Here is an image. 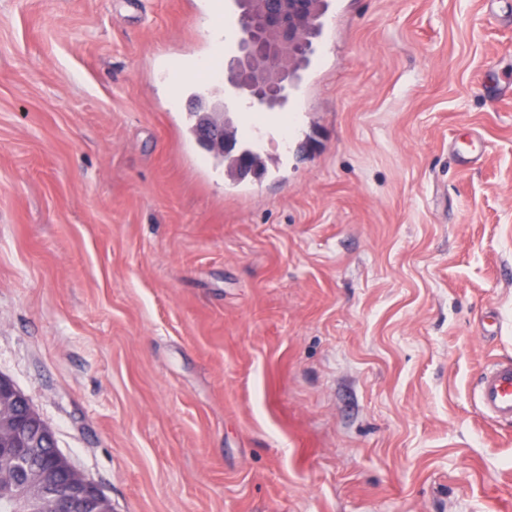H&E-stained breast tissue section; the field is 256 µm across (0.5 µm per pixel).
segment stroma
I'll use <instances>...</instances> for the list:
<instances>
[{
    "instance_id": "obj_1",
    "label": "stroma",
    "mask_w": 512,
    "mask_h": 512,
    "mask_svg": "<svg viewBox=\"0 0 512 512\" xmlns=\"http://www.w3.org/2000/svg\"><path fill=\"white\" fill-rule=\"evenodd\" d=\"M199 2L0 0V375L115 512H512V0H332L243 179ZM191 114L197 118L196 122L191 128V132L197 142L204 148L208 149L199 137V129L201 126L200 112H191ZM200 133L202 138L209 144L212 150L224 154V165L227 163L230 169H233L236 166V162L233 157L225 155L235 154V157L238 159L236 167L237 176L242 174H250L253 170L256 169V162L252 159V157L248 155L250 151L241 148L237 150V141H235L230 135H224V133L214 135L212 133L211 126L207 123L201 127ZM474 395L484 416L501 425H512V363L487 366Z\"/></svg>"
}]
</instances>
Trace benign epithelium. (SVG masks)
I'll return each instance as SVG.
<instances>
[{
  "label": "benign epithelium",
  "instance_id": "obj_1",
  "mask_svg": "<svg viewBox=\"0 0 512 512\" xmlns=\"http://www.w3.org/2000/svg\"><path fill=\"white\" fill-rule=\"evenodd\" d=\"M243 23L238 56L230 67L234 78L224 82V97H245L249 107L271 110L288 99L294 77L292 62L309 53L308 34L316 14L317 0H236ZM210 148L237 157L236 174L256 169L249 150L237 148L231 136L212 133L209 124L201 127ZM5 454H15L11 445L24 446V457L42 448L54 447L53 431L40 421L23 394L7 378L0 376V443ZM57 469H44L20 462L12 473L0 470V482L18 481L43 493L42 512H112V502L84 474L76 470L60 452H55Z\"/></svg>",
  "mask_w": 512,
  "mask_h": 512
}]
</instances>
